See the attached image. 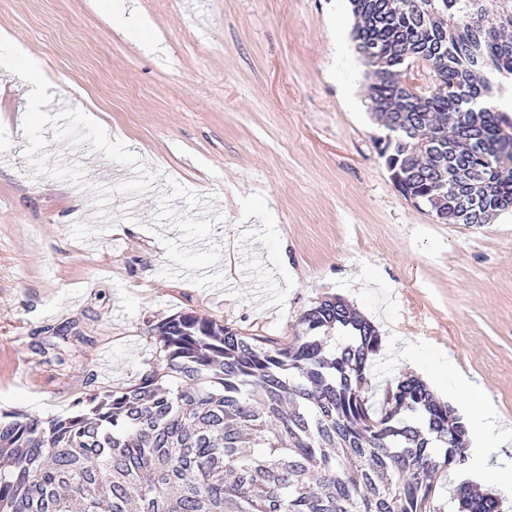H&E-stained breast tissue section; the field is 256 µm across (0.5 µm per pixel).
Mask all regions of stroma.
Returning a JSON list of instances; mask_svg holds the SVG:
<instances>
[{"label":"stroma","instance_id":"1","mask_svg":"<svg viewBox=\"0 0 512 512\" xmlns=\"http://www.w3.org/2000/svg\"><path fill=\"white\" fill-rule=\"evenodd\" d=\"M135 2L157 51L108 0H0L46 79L33 112L0 71V413L132 383L181 312L282 344L337 294L512 427V212L444 224L394 187L349 0Z\"/></svg>","mask_w":512,"mask_h":512}]
</instances>
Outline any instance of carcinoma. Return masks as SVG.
I'll return each instance as SVG.
<instances>
[{
    "mask_svg": "<svg viewBox=\"0 0 512 512\" xmlns=\"http://www.w3.org/2000/svg\"><path fill=\"white\" fill-rule=\"evenodd\" d=\"M375 139L396 189L445 224L512 208V118L485 72L512 76V0H350ZM429 65L435 90L403 81ZM270 346L184 311L155 327L150 369L50 419L0 415V512H439L432 474L468 432L410 375L375 408L376 327L340 297ZM335 328L351 341L329 352ZM456 512H501L464 481Z\"/></svg>",
    "mask_w": 512,
    "mask_h": 512,
    "instance_id": "cac0c4a2",
    "label": "carcinoma"
}]
</instances>
